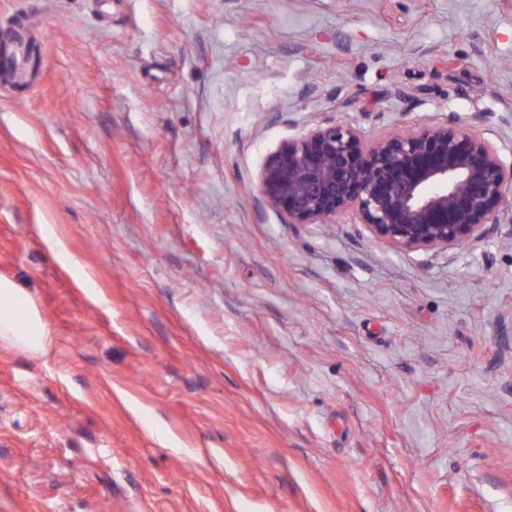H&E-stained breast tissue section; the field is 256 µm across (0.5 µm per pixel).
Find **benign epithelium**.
<instances>
[{
    "label": "benign epithelium",
    "instance_id": "obj_1",
    "mask_svg": "<svg viewBox=\"0 0 512 512\" xmlns=\"http://www.w3.org/2000/svg\"><path fill=\"white\" fill-rule=\"evenodd\" d=\"M260 191L292 224H362L372 238L434 255L484 238L512 196V161L477 124H427L373 140L317 125L271 152Z\"/></svg>",
    "mask_w": 512,
    "mask_h": 512
}]
</instances>
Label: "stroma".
<instances>
[{
  "instance_id": "stroma-1",
  "label": "stroma",
  "mask_w": 512,
  "mask_h": 512,
  "mask_svg": "<svg viewBox=\"0 0 512 512\" xmlns=\"http://www.w3.org/2000/svg\"><path fill=\"white\" fill-rule=\"evenodd\" d=\"M18 34L0 277L51 344L0 346V512H512V210L435 256L259 188L327 122L512 159V0H0Z\"/></svg>"
}]
</instances>
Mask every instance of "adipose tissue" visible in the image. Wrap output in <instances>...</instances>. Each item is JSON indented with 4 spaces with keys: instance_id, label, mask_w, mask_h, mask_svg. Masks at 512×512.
<instances>
[{
    "instance_id": "ef3b65f1",
    "label": "adipose tissue",
    "mask_w": 512,
    "mask_h": 512,
    "mask_svg": "<svg viewBox=\"0 0 512 512\" xmlns=\"http://www.w3.org/2000/svg\"><path fill=\"white\" fill-rule=\"evenodd\" d=\"M49 339L50 329L32 295L0 277V345L37 357Z\"/></svg>"
}]
</instances>
